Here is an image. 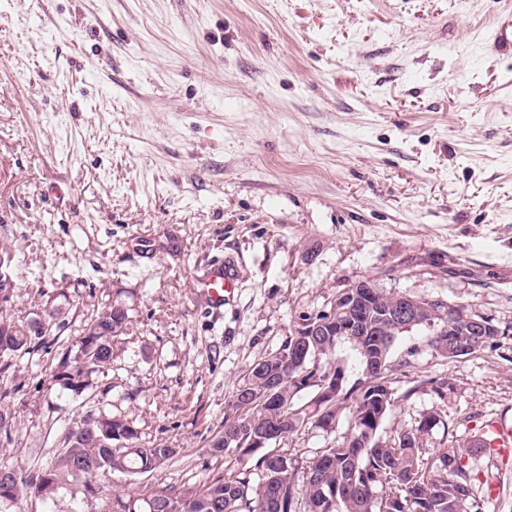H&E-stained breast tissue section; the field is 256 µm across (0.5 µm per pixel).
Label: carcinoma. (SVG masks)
I'll return each instance as SVG.
<instances>
[{
	"mask_svg": "<svg viewBox=\"0 0 512 512\" xmlns=\"http://www.w3.org/2000/svg\"><path fill=\"white\" fill-rule=\"evenodd\" d=\"M378 292L360 308L364 325L357 335L338 336L328 328L317 336H302L296 328L278 351L250 367L231 404L233 416L225 419L224 436L214 443L213 452L258 455L261 478L257 484L245 477H224L201 487L163 489L155 495H119L112 501V512H152L151 503L158 498L180 506L178 512H481L474 489L477 474L468 459L489 451V440L482 438L475 445L467 439L431 454L423 433L442 423V417L433 412L386 439L381 434L393 392L380 376L407 366L414 350L395 355L394 344L402 331L381 319L395 297L381 288ZM127 323L126 307L113 301L85 329L81 355L63 359L54 380L81 395L91 386L93 374L112 358V342L124 333ZM461 332L462 326L453 320L436 317L424 344L443 358H456L459 353L443 352L441 344L448 335ZM31 341L25 325L0 318L1 353L18 352ZM343 343L357 352L362 368L379 358L381 369L350 387L345 380L336 386V373L344 367L328 359ZM302 394L308 400L301 405ZM348 401L351 419L343 442L319 451L307 465L302 489L296 490L298 461L263 451L253 438L260 431H270V444L307 424L332 433L338 408ZM86 415L94 417V432L71 431L66 448L37 474L19 476L8 487L0 482V498L7 492L14 497L22 487L39 500H52L76 479L83 480L85 491L93 494V483L101 474L135 477L176 454L174 448L141 444L137 431L122 418L93 410Z\"/></svg>",
	"mask_w": 512,
	"mask_h": 512,
	"instance_id": "1",
	"label": "carcinoma"
}]
</instances>
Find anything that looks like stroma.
I'll use <instances>...</instances> for the list:
<instances>
[{
    "instance_id": "35a3bbf8",
    "label": "stroma",
    "mask_w": 512,
    "mask_h": 512,
    "mask_svg": "<svg viewBox=\"0 0 512 512\" xmlns=\"http://www.w3.org/2000/svg\"><path fill=\"white\" fill-rule=\"evenodd\" d=\"M512 0H0V312L45 318L0 354V468L35 473L86 411L173 459L70 483L0 512H107L118 495L259 482L216 455L250 366L302 316L371 279L492 317L494 349L448 361L398 337L383 435L438 412L450 448L512 425ZM234 260L222 308L199 287ZM112 360L74 395L53 379L112 301ZM451 382L438 398L430 383ZM311 426L272 443L308 465L342 441ZM482 512H512V455L478 462Z\"/></svg>"
}]
</instances>
